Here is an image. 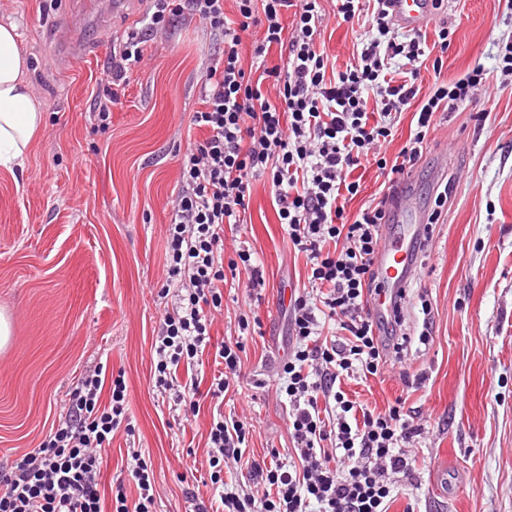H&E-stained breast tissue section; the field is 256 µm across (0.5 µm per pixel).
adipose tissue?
Masks as SVG:
<instances>
[{"mask_svg":"<svg viewBox=\"0 0 512 512\" xmlns=\"http://www.w3.org/2000/svg\"><path fill=\"white\" fill-rule=\"evenodd\" d=\"M17 26L0 21V168L23 166L46 113L27 79L30 60L21 50Z\"/></svg>","mask_w":512,"mask_h":512,"instance_id":"adipose-tissue-1","label":"adipose tissue"}]
</instances>
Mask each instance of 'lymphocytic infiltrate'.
Masks as SVG:
<instances>
[{"label":"lymphocytic infiltrate","mask_w":512,"mask_h":512,"mask_svg":"<svg viewBox=\"0 0 512 512\" xmlns=\"http://www.w3.org/2000/svg\"><path fill=\"white\" fill-rule=\"evenodd\" d=\"M142 27L127 33L112 54L111 87L93 114L98 126L110 122L119 87L143 58L146 37L163 33L186 12L219 36L224 48L200 89L201 107L191 118L202 131L190 143L180 167V185L167 227V285L179 290V304L165 312L156 336L155 386L175 393L185 413L200 398L221 397L240 371L241 336L251 322L239 316V337L213 343L215 315L224 308L226 270L250 272L249 296L261 302L264 278L248 247L224 258V228L243 223L253 181L270 183L279 220L295 251L307 258L310 292L291 297L289 312L295 345L279 366L289 399L293 448L289 465L267 466L246 458L250 432L241 420L213 417L208 432L210 482L219 488L214 504L188 492L192 512H388L394 477L410 478L415 458L408 448L421 426L410 424L400 406L385 412L358 410L337 390L342 374L356 369L375 375L388 353H402L400 318L375 319L370 298L382 290L370 265L388 223V204L400 176L409 173L428 146L433 116L474 99L484 86L476 66L454 81L435 80L428 94L417 83L426 41L399 35L384 0H336L343 21L369 13L372 34L361 40L358 62L334 70L319 44L323 13L319 0H235L237 20H227L224 0H150ZM291 26H284L285 13ZM262 26L255 58L271 48L285 52L284 67L247 73L241 49L251 27ZM408 67L391 68L395 58ZM416 110V130L394 159L381 147L394 128V116ZM389 171L377 204L344 217V199L358 195L350 174L363 164ZM337 323L341 343H321L322 320ZM214 346L216 367L209 387L200 380L179 381L180 365L192 364ZM108 403H101L103 389ZM133 434L123 377L105 382L101 373L78 380L68 413L38 448L10 469L0 471V512H156V483L141 449L127 451L125 470L138 496L128 500L116 488L103 503L99 485L104 453L116 431ZM245 461L265 485L261 498L224 490L225 460Z\"/></svg>","instance_id":"f902f5d3"}]
</instances>
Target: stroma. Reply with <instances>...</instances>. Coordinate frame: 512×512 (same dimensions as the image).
<instances>
[{"mask_svg":"<svg viewBox=\"0 0 512 512\" xmlns=\"http://www.w3.org/2000/svg\"><path fill=\"white\" fill-rule=\"evenodd\" d=\"M321 5V46L345 69L365 27L339 20L333 0ZM147 7L126 0L102 22L79 19L78 0H0V19L18 26L28 79L47 115L24 166L0 169V311L12 322L11 342L0 349V468L38 447L64 419L79 378L103 366L124 375L135 432L114 433L102 492L119 479L133 445L150 457L157 512H186L187 489L213 495L207 439L215 411L251 418L247 456L276 450L288 460L287 400L275 373L292 345L288 299L306 283L307 266L278 220L270 183L254 181L238 235L263 272V300H249V273L237 270L211 329L219 341L239 315L260 320L243 339L239 376L222 400H202L189 419L154 390L160 314L178 302L160 292L170 201L182 155L201 135L190 123L201 83L223 44L198 18L177 17L166 36L145 43L111 124L93 128L89 114L112 43ZM73 19L87 51L75 62L53 37ZM441 25L452 42L441 73L421 68V89L478 65L486 92L434 115L412 170L409 193L420 209L436 210L442 177L452 186L404 305L407 356L378 376L343 379L341 388L378 412L403 401L423 428L414 478L398 482L389 512L410 503L417 512H512V79L499 58L512 41V0H448L425 36Z\"/></svg>","mask_w":512,"mask_h":512,"instance_id":"obj_1","label":"stroma"}]
</instances>
